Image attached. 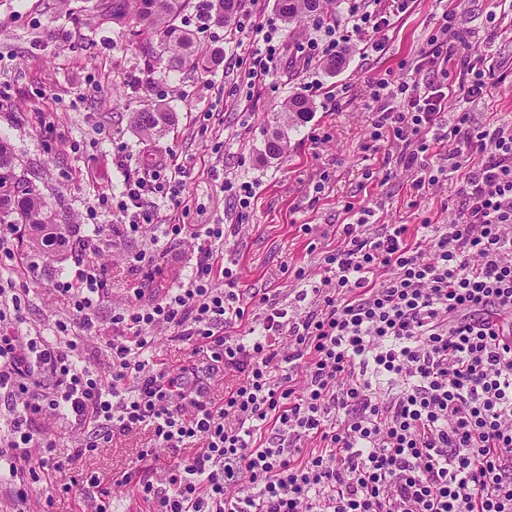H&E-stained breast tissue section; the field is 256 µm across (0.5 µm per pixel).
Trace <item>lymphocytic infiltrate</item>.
Instances as JSON below:
<instances>
[{"mask_svg":"<svg viewBox=\"0 0 512 512\" xmlns=\"http://www.w3.org/2000/svg\"><path fill=\"white\" fill-rule=\"evenodd\" d=\"M351 5L345 20L315 22L304 64L340 54L351 33L380 30L381 0ZM444 12L428 56L441 75L424 85L374 82V140L399 147L397 162L439 180L428 161L442 150L459 179L455 219L404 224L375 233L342 225L324 274L301 296L313 308L292 316L262 296L261 322L243 327L246 308L236 274L199 248L187 283L112 313L105 346L110 376L74 358L107 286L104 270L78 259L55 291L71 304L62 339L20 335L21 300L0 282V394L16 402L0 431V485L27 504L34 484L52 493L55 442L35 422L86 431L76 455L117 435L149 429L151 447L106 487L73 479L78 499L107 512L111 487H125L149 512H512V122L473 126L468 115L442 119L453 88L464 102L483 98V73L457 58ZM263 45L246 48L249 85L266 81L285 52L267 20ZM156 161L132 182L118 210L129 231L161 235L185 224H156L146 198L169 181ZM223 287H215L216 278ZM173 331L188 359L154 364L152 333ZM235 383L222 398L210 373ZM276 445H264L266 432ZM312 450H305V443ZM171 452L160 461L158 449ZM161 481H154V472Z\"/></svg>","mask_w":512,"mask_h":512,"instance_id":"f902f5d3","label":"lymphocytic infiltrate"}]
</instances>
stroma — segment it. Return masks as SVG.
<instances>
[{
	"mask_svg": "<svg viewBox=\"0 0 512 512\" xmlns=\"http://www.w3.org/2000/svg\"><path fill=\"white\" fill-rule=\"evenodd\" d=\"M99 3L0 0V138L13 145L20 168L35 174L48 200L73 218V240L92 239L99 248L108 294L97 309L101 337L83 349L84 363L98 373L109 369L104 341L112 336L113 308L133 301L134 288L146 281L177 287L196 263L197 240L115 229L126 183L145 175L146 157L168 155L179 166L170 193L153 198L159 223L223 225L224 264L236 271L244 296L265 293L301 314L310 303L297 300L301 285L293 269L319 277L326 252L337 244V226L355 223L361 210L370 212L371 232L380 224H445L455 215L456 174L414 189V173L386 161L394 145L371 136L373 82L435 79L421 62L444 10L454 11L465 52L490 84L489 97L468 106L474 121L512 120V10H497L492 0H409L381 32L352 36L343 65L333 72L322 62L303 65L296 53L312 19L280 23L287 46L283 69L253 88L236 64L235 43L208 17L207 0H192L182 15L202 54H224L207 71L146 68L141 42L103 19ZM377 40L379 52L371 48ZM315 82L323 91L312 97V112L288 128L287 148L268 156L267 140L283 126L288 100ZM329 90L337 103L325 99ZM157 104L175 112L176 121L163 138L149 141L135 132L131 117ZM228 181L252 184L249 209L229 201ZM101 224L113 225V232L94 237ZM1 236L0 279L22 296L21 332L53 336L56 322L72 316L53 287L74 272L75 251L33 250L11 238L5 224ZM149 247L156 250V265L134 264L133 255ZM82 437L78 430H57L64 465L53 474L51 512H77V500L64 490L72 479L111 481L149 444L145 432L118 436L70 458Z\"/></svg>",
	"mask_w": 512,
	"mask_h": 512,
	"instance_id": "stroma-1",
	"label": "stroma"
}]
</instances>
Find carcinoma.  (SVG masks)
<instances>
[{
	"label": "carcinoma",
	"mask_w": 512,
	"mask_h": 512,
	"mask_svg": "<svg viewBox=\"0 0 512 512\" xmlns=\"http://www.w3.org/2000/svg\"><path fill=\"white\" fill-rule=\"evenodd\" d=\"M329 0H277L282 18L289 24L323 12ZM189 0H101L99 9L112 23L146 42L144 64L151 69L166 61L172 69L201 64L193 33L178 19ZM240 8V0H209L208 13L219 24H229ZM158 46H152V39ZM312 105L303 96L289 99L285 108L286 125L304 120ZM175 113L163 106L133 113L137 132L148 139H159L174 125ZM73 220L59 214L46 197L31 186L27 173L18 170L11 144L0 139V224H20L31 247L51 251L67 240Z\"/></svg>",
	"instance_id": "cac0c4a2"
}]
</instances>
